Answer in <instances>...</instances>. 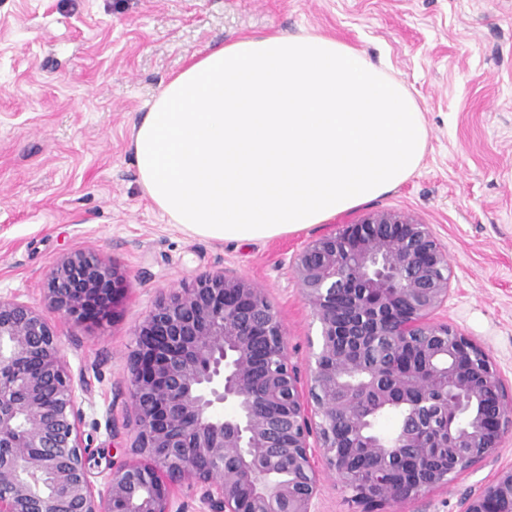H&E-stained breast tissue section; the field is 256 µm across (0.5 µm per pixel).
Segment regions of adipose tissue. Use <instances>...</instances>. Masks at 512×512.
<instances>
[{"mask_svg":"<svg viewBox=\"0 0 512 512\" xmlns=\"http://www.w3.org/2000/svg\"><path fill=\"white\" fill-rule=\"evenodd\" d=\"M406 87L320 33H256L191 55L134 127L138 184L169 223L269 240L404 183L427 149Z\"/></svg>","mask_w":512,"mask_h":512,"instance_id":"ef3b65f1","label":"adipose tissue"}]
</instances>
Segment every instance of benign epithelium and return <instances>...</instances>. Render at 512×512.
<instances>
[{"mask_svg":"<svg viewBox=\"0 0 512 512\" xmlns=\"http://www.w3.org/2000/svg\"><path fill=\"white\" fill-rule=\"evenodd\" d=\"M294 268L320 325L308 389L264 289L217 270L166 292L135 330L124 376L133 439L100 490L54 326L0 296V512H187L177 489L200 512H316L324 470L361 512H387L496 455L512 433V394L479 345L434 320L448 261L428 225L374 212L310 241ZM117 282L115 267L79 250L45 293L59 317L99 323ZM366 336L389 339L386 363L364 360ZM408 345L422 363L404 356ZM442 379L448 422L435 438ZM226 403L233 414L219 412ZM389 411L397 426L383 435L375 422ZM461 512H512V469Z\"/></svg>","mask_w":512,"mask_h":512,"instance_id":"7a95c632","label":"benign epithelium"}]
</instances>
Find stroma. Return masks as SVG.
<instances>
[{"mask_svg": "<svg viewBox=\"0 0 512 512\" xmlns=\"http://www.w3.org/2000/svg\"><path fill=\"white\" fill-rule=\"evenodd\" d=\"M254 32L332 36L403 82L428 129L414 174L268 241L221 242L170 224L137 183L133 126L191 54ZM381 210L429 225L445 245L451 279L435 319L480 345L512 390V0H0V294L47 311L44 281L75 250L122 275L102 326L55 322L87 379L82 431L107 461H122L132 440L123 373L161 293L220 269L248 278L266 290L290 361L305 370L319 325L293 258ZM510 467L512 434L408 512H459Z\"/></svg>", "mask_w": 512, "mask_h": 512, "instance_id": "stroma-1", "label": "stroma"}]
</instances>
